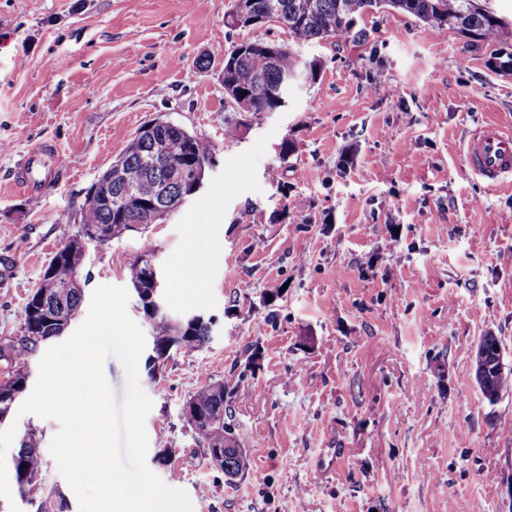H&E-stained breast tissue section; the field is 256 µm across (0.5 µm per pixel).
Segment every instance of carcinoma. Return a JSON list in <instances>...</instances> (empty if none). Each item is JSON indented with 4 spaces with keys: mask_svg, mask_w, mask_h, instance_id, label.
<instances>
[{
    "mask_svg": "<svg viewBox=\"0 0 512 512\" xmlns=\"http://www.w3.org/2000/svg\"><path fill=\"white\" fill-rule=\"evenodd\" d=\"M250 14L243 25L270 11L272 4L282 6L288 33L301 46L328 38L366 37L363 31L353 32L354 19L383 5L437 28L470 32L481 35L491 42H507L512 39V28L500 22L492 13L474 5L475 0H247ZM271 41L255 39L238 45V49L225 56L224 62H232L238 82V92L246 93L254 119L264 113L278 111L284 104L271 95L272 85L281 73L297 67V56L287 47L275 57L268 55ZM165 152V162L156 165L149 161L153 144ZM210 155L201 139L184 127L172 123L157 127L152 141L135 136L124 148L116 161L122 163L126 180L137 186L141 199L147 202L165 200L177 211L181 208L185 186L172 175L177 165H190L195 159ZM119 188L99 183L95 194H86L82 206V224L68 241L74 259L61 258L49 262L46 269L51 276L41 278L36 298L25 305L23 334L7 346L0 347V360L5 366L0 374V418L9 416L14 397L22 394L30 376L29 363L41 345L64 335L79 314L84 297L82 274L76 270L75 260L80 258L83 243L96 237L99 243L112 241L126 232L146 223L145 211L136 206L122 209L109 204L117 196ZM131 284L148 288L145 263L135 260L128 268ZM142 309L154 324L156 359L169 357L173 349H196L210 340L211 329L206 323L178 326L170 321L167 313L149 310L148 303ZM230 382L215 379L193 392L184 403V409L197 411L200 423L194 427L198 445L214 451L224 449V435L232 429L224 421V392ZM483 397L493 401L500 393L512 387V369H504L502 363L487 364L479 382ZM42 466L40 438L34 430L26 432L11 465L13 477L20 494L24 495L37 482ZM65 500L50 490L38 502L36 512H67Z\"/></svg>",
    "mask_w": 512,
    "mask_h": 512,
    "instance_id": "1",
    "label": "carcinoma"
}]
</instances>
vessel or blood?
<instances>
[{"instance_id":"b4317fda","label":"vessel or blood","mask_w":512,"mask_h":512,"mask_svg":"<svg viewBox=\"0 0 512 512\" xmlns=\"http://www.w3.org/2000/svg\"><path fill=\"white\" fill-rule=\"evenodd\" d=\"M465 159L486 188L512 185V132L494 123L481 125L468 136Z\"/></svg>"}]
</instances>
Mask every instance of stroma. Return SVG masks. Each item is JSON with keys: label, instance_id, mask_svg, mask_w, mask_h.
Returning <instances> with one entry per match:
<instances>
[{"label": "stroma", "instance_id": "stroma-1", "mask_svg": "<svg viewBox=\"0 0 512 512\" xmlns=\"http://www.w3.org/2000/svg\"><path fill=\"white\" fill-rule=\"evenodd\" d=\"M233 5L0 0V346L21 336L90 185L171 121L209 146V181L164 223L87 245L77 316L146 254L172 313L214 321L202 348L139 358L149 468L193 512H512V390L485 400L474 365L491 334L512 369V189L488 191L462 151L485 122L512 130V46L374 10L357 21L366 40L302 47L316 83L256 120L225 104L224 58L291 38L227 28ZM44 144L72 170L35 198L14 170ZM193 248L206 267L182 263ZM215 378L232 383L224 418L250 463L232 481L182 415ZM30 428L40 481L0 512H35L51 489L79 512L48 452L58 422L21 416Z\"/></svg>", "mask_w": 512, "mask_h": 512}]
</instances>
